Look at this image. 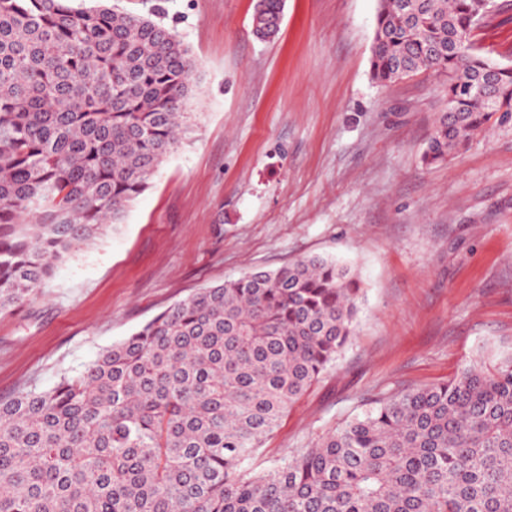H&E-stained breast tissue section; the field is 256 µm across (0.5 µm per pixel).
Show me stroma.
I'll return each mask as SVG.
<instances>
[{"instance_id": "stroma-1", "label": "stroma", "mask_w": 512, "mask_h": 512, "mask_svg": "<svg viewBox=\"0 0 512 512\" xmlns=\"http://www.w3.org/2000/svg\"><path fill=\"white\" fill-rule=\"evenodd\" d=\"M198 62L196 120L122 223L0 314V399L98 354L196 290L322 256L358 274L355 334L258 455L311 447L393 393L512 357V122L447 162L421 156L446 109L431 70L370 76L378 0H165ZM512 66V10L474 33ZM283 8V0H257L253 16V29L257 37L273 39L278 35Z\"/></svg>"}]
</instances>
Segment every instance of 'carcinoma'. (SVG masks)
Returning <instances> with one entry per match:
<instances>
[{"label":"carcinoma","mask_w":512,"mask_h":512,"mask_svg":"<svg viewBox=\"0 0 512 512\" xmlns=\"http://www.w3.org/2000/svg\"><path fill=\"white\" fill-rule=\"evenodd\" d=\"M284 0H257L273 39ZM496 0H379L375 82L448 74L423 160L512 121ZM196 61L164 6L0 0V313L120 224L190 128ZM359 279L297 259L201 288L48 390L0 401V512H512V359L396 393L254 459L353 335ZM474 41L494 62L512 66V9L477 29Z\"/></svg>","instance_id":"cac0c4a2"}]
</instances>
